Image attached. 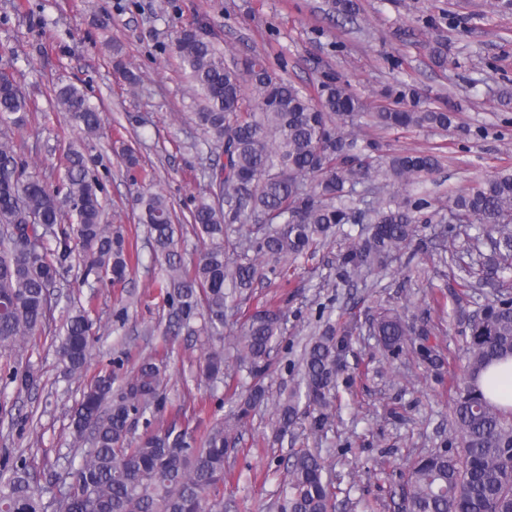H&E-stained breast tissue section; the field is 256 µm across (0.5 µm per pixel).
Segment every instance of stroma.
<instances>
[{
	"label": "stroma",
	"instance_id": "stroma-1",
	"mask_svg": "<svg viewBox=\"0 0 512 512\" xmlns=\"http://www.w3.org/2000/svg\"><path fill=\"white\" fill-rule=\"evenodd\" d=\"M350 20L338 17L331 0H0V73L12 76L32 105L28 125L13 142L29 172L58 182L68 147L80 150L104 185L105 220L137 247L141 261L125 284L84 279L73 266L61 280L59 304L25 353L39 373L38 386L19 392L0 388V457L26 458L34 482L54 485L74 452L71 412L87 382L111 370L124 382L145 357L162 359L170 374L156 425L179 420L198 431L224 413L221 400L241 392L237 379L210 392L196 378L205 337L200 321L167 332L170 307L158 287L163 272L139 224L138 198L162 192L175 220L187 223L201 199L212 196L208 172L224 160L222 148L199 127L193 92L174 50L184 29H204L228 64L263 58L271 71L308 94L334 77L359 99L353 126L358 138L377 142L383 154L431 151L440 171L426 187L431 212L448 218L453 197L487 176L512 169V7L504 0H359ZM443 45L446 66L433 49ZM140 77L129 86L117 69ZM75 84L100 107L101 129L88 137L72 127L52 88ZM415 91L421 108L453 113L445 131L385 130L372 113L409 106ZM139 159L127 168L123 150ZM346 234L320 246L297 268L256 281L228 312L224 355L235 366V336L261 306L284 313V334L271 354L265 380L272 394L300 378L305 344L326 322H357L338 376L339 407L323 432L300 427L275 438L273 409L253 411L227 459L224 512H279L285 495V464L300 448L321 449L336 475L339 512H363L364 503L392 505L409 461L439 446L450 427V385L466 358V323L457 307L475 310L496 290L452 287L440 250L462 249L464 238L439 239L432 229L413 246L423 272L408 277L407 254L393 257L372 280L339 276ZM83 307L97 340L83 377L63 373L56 345L72 306ZM430 313L437 324L429 342L444 365L434 370L419 357L418 341L399 355L387 353L368 334L377 306Z\"/></svg>",
	"mask_w": 512,
	"mask_h": 512
}]
</instances>
